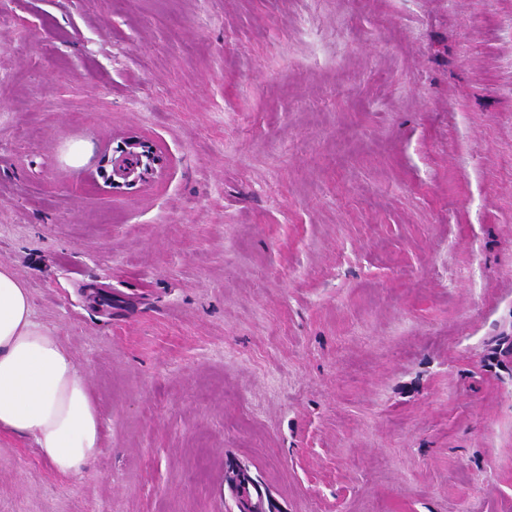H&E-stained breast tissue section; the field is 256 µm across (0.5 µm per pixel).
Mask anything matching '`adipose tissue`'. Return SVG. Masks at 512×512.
<instances>
[{
  "mask_svg": "<svg viewBox=\"0 0 512 512\" xmlns=\"http://www.w3.org/2000/svg\"><path fill=\"white\" fill-rule=\"evenodd\" d=\"M0 432L31 438L58 473L96 458L99 409L82 371L55 332L39 323L28 290L0 265Z\"/></svg>",
  "mask_w": 512,
  "mask_h": 512,
  "instance_id": "1",
  "label": "adipose tissue"
}]
</instances>
